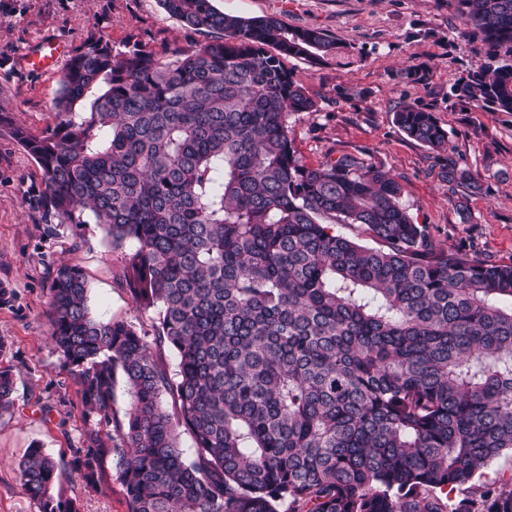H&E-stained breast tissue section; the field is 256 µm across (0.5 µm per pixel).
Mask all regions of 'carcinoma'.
I'll return each mask as SVG.
<instances>
[{
    "label": "carcinoma",
    "instance_id": "carcinoma-1",
    "mask_svg": "<svg viewBox=\"0 0 512 512\" xmlns=\"http://www.w3.org/2000/svg\"><path fill=\"white\" fill-rule=\"evenodd\" d=\"M160 2L212 37L165 60L91 38L62 71L54 125L12 129L42 171L33 204L72 226L74 251L91 217L124 251L133 302L158 311L150 343L91 312L79 265L49 272L50 336L83 404L108 423L117 378L131 397L120 443L90 436L84 477L115 455L128 512H512V478L442 497L512 453V265L435 246L400 182L359 151L302 161L288 119L316 102L288 59L323 66L336 38L213 0ZM456 2L458 36L484 61L451 96L512 113V0ZM394 122L451 194L481 190L431 109L403 101ZM13 390L0 368V417ZM18 470L38 512H77L52 492L69 471L41 446Z\"/></svg>",
    "mask_w": 512,
    "mask_h": 512
}]
</instances>
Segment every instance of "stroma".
<instances>
[{
    "label": "stroma",
    "mask_w": 512,
    "mask_h": 512,
    "mask_svg": "<svg viewBox=\"0 0 512 512\" xmlns=\"http://www.w3.org/2000/svg\"><path fill=\"white\" fill-rule=\"evenodd\" d=\"M241 17L276 16L288 25L319 28L346 47L324 66L290 61L296 79L317 103L289 119L304 163L315 167L341 151L364 152L402 185V203L426 225L432 241L494 264H512V113L469 112L448 97L465 67L479 64L483 46L457 39L449 0H214ZM47 34L79 48L105 36L113 50L138 42L159 58L192 51L207 33L182 26L158 0H0V366L10 368L14 406L0 417V512H37L21 486L18 464L40 445L72 466L88 446L96 419L82 404L50 340L48 273L63 262L82 267L89 305L98 317L132 324L153 335L155 310L136 307L123 285V253L99 225L71 251L70 227L55 224L32 204L42 172L14 140L21 124L42 132L54 120L59 73L25 74V52ZM424 80L403 83L405 68ZM431 108L438 123L482 185L468 197L469 221L449 200L431 154L397 128L400 101ZM79 512H128L117 458L105 456L95 483L81 473L56 487Z\"/></svg>",
    "instance_id": "obj_1"
}]
</instances>
